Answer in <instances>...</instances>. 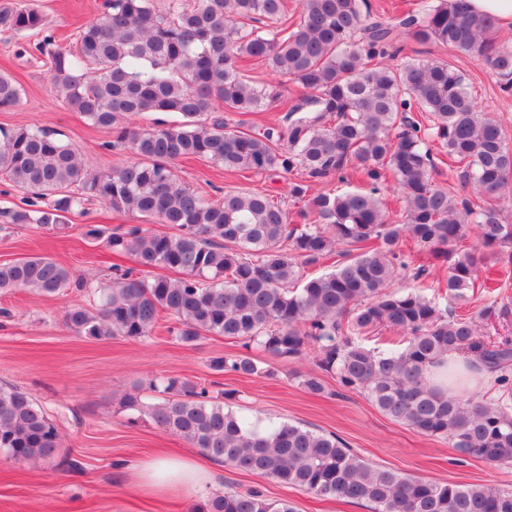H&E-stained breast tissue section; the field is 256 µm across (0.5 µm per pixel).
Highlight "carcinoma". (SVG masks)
<instances>
[{
	"label": "carcinoma",
	"mask_w": 512,
	"mask_h": 512,
	"mask_svg": "<svg viewBox=\"0 0 512 512\" xmlns=\"http://www.w3.org/2000/svg\"><path fill=\"white\" fill-rule=\"evenodd\" d=\"M81 28L74 50L41 49L58 99L99 128L127 159L101 174L85 170L74 148L39 128L0 127V175L32 194L7 212L9 223L47 232L68 227L98 200L175 229L134 225L89 235L133 267L93 283L42 255L0 263V292L56 296L70 288L93 295L66 309L79 336L146 338L161 318L185 345L206 336L235 339L275 357L313 349L322 370L363 391L387 416L425 436L445 437L462 457L512 465V341H486L476 320L456 313L469 293L487 287L491 269L512 263V224L490 200L512 193V147L500 119L485 112L465 76L442 60L397 61L398 26L369 0H103ZM44 26L35 9L0 10V29ZM414 41L480 58L512 90V47L493 17L468 0H420L402 22ZM268 64L275 84L245 79L240 63ZM292 81L309 92L282 125L241 131L214 114L264 112ZM21 86L0 74V109L15 107ZM173 112L167 127L117 126L118 117ZM437 142L462 165V179L487 199L475 206L433 183ZM205 159L226 171H301L291 195L304 202L292 224L286 209L256 191L209 199L181 180L175 163ZM365 190L318 192L316 184ZM393 180L403 221L386 214L382 191ZM476 242L464 245L469 226ZM412 243L406 256L401 247ZM340 245L356 254L335 271L304 277L302 267ZM425 255L447 266L434 289L397 291L399 270L430 275ZM174 276L167 275V272ZM377 346H368L369 341ZM474 352L498 394L485 400L435 384L433 368L450 352ZM217 371L265 373L250 354L212 360ZM160 402L128 394L124 407L180 437L210 460L271 478L314 496L365 504L372 512H512V488L430 480L380 467L334 435L291 423H261L224 410L206 388L169 378ZM54 417L30 393L0 384V452L25 464L55 456ZM197 512H294L258 490L210 496Z\"/></svg>",
	"instance_id": "1"
}]
</instances>
